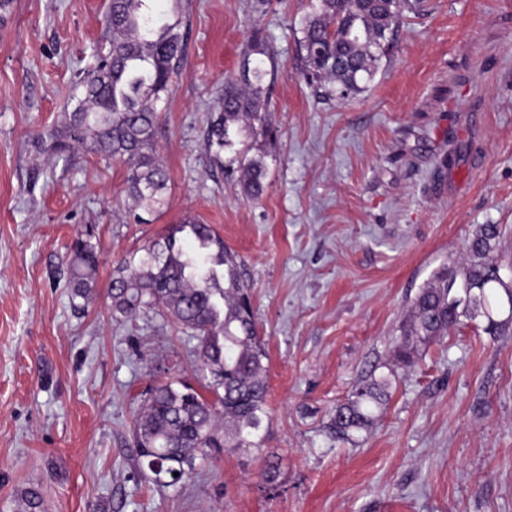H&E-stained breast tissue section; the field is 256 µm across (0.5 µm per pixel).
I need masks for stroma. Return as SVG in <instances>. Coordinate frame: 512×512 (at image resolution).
Masks as SVG:
<instances>
[{"label":"stroma","mask_w":512,"mask_h":512,"mask_svg":"<svg viewBox=\"0 0 512 512\" xmlns=\"http://www.w3.org/2000/svg\"><path fill=\"white\" fill-rule=\"evenodd\" d=\"M107 0H14L0 21V512H512V325L473 321L397 369L366 430L336 438L337 403L382 374L433 271L482 224L512 260V0H410L374 80L347 98L304 76L309 0H155L186 44L155 145L170 182L128 218L125 170L37 138L106 42ZM264 51H250L253 41ZM267 73L266 189L214 161L209 118L243 60ZM195 217L243 259L268 352L264 444L141 477L133 415L148 387L195 382V341L161 317L116 320L112 272ZM94 227L93 299L69 301L66 247Z\"/></svg>","instance_id":"35a3bbf8"}]
</instances>
